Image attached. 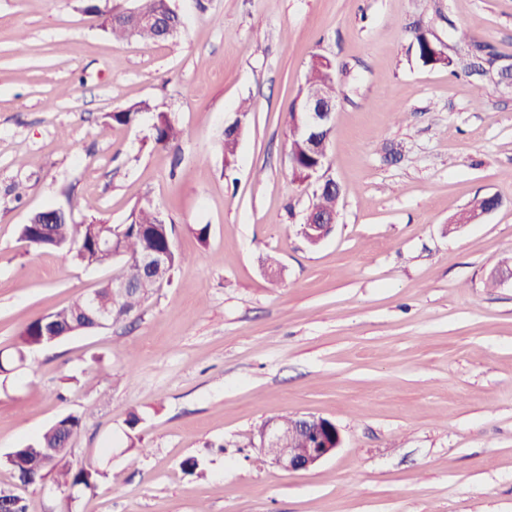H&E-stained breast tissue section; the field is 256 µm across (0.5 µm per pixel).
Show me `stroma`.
<instances>
[{
	"instance_id": "obj_1",
	"label": "stroma",
	"mask_w": 512,
	"mask_h": 512,
	"mask_svg": "<svg viewBox=\"0 0 512 512\" xmlns=\"http://www.w3.org/2000/svg\"><path fill=\"white\" fill-rule=\"evenodd\" d=\"M88 4L0 0V351L124 264L28 246L35 212L125 224L149 200L182 261L124 321L0 373V455L77 412L74 459L104 476L74 512H512V283L487 282L512 257V0H170L178 38L121 44ZM417 25L465 62L455 31L471 27L498 56L480 88L423 66ZM316 54L338 69L342 196L313 247L288 111ZM139 101L136 123H112ZM243 102L228 165L224 124ZM160 112L183 131L165 148ZM493 194L496 211L449 231ZM302 414L333 421L342 445L287 473L258 431Z\"/></svg>"
}]
</instances>
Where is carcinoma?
Here are the masks:
<instances>
[{
  "instance_id": "cac0c4a2",
  "label": "carcinoma",
  "mask_w": 512,
  "mask_h": 512,
  "mask_svg": "<svg viewBox=\"0 0 512 512\" xmlns=\"http://www.w3.org/2000/svg\"><path fill=\"white\" fill-rule=\"evenodd\" d=\"M140 7L144 14L156 18L155 23L137 24L125 16L118 6L102 13L103 25L112 34L113 40L159 42L173 39L180 34L183 28L182 18L167 6L165 0H140ZM457 37L459 42L474 47L479 53L480 62L473 65L468 74L484 73L483 63H493L494 55L487 51L486 46L475 42L471 33L465 29L457 31ZM414 44L417 58L423 65L443 67L455 72L456 59L444 52L441 44L426 33H415ZM319 85L325 86L331 94H336V70L323 64L308 68L299 93L309 96ZM149 110V104L141 101L112 113L110 119L119 125H130L137 120L140 113ZM294 112L295 109H289V156L292 157V174L301 182L311 171L313 162L306 154L301 137L296 134ZM181 137L182 130L175 122L164 113L158 114L153 133L155 143L168 146L179 141ZM339 200L340 195L334 191L325 190L314 194V201L310 206L312 212L306 213L304 219H309L313 212L328 217L336 215ZM106 225L107 222L96 219L77 222L71 214L59 216L51 224H44L42 217L35 213L30 217L29 223L21 225L20 236L35 249L57 251L85 267L108 265L112 263L114 253L122 256L125 265L120 278L127 281L132 290L124 292L118 288H105L102 293L105 304L112 307V323L115 324L135 312L146 296L158 287L155 280L144 276L139 264L140 255L148 249L165 251L169 254L170 268L173 270L181 262V257L174 246V225L164 211L149 201L133 210L129 223L117 225L111 253L102 252L96 247L97 237ZM82 309L83 298L79 297L53 311L56 321L52 328L46 325L41 316L28 322L20 331L19 342L0 359V370L7 373L23 365L31 349L48 344L49 334H62L67 337L71 330L84 325L81 321ZM82 426L81 415L73 412L64 414L33 442L14 448L3 457L4 466L19 480L37 471L50 477L52 484L62 493L56 504L59 512H70L73 509L74 500L69 496L71 488L79 486L92 490L104 476L99 470L76 467L72 462V438L79 433Z\"/></svg>"
}]
</instances>
